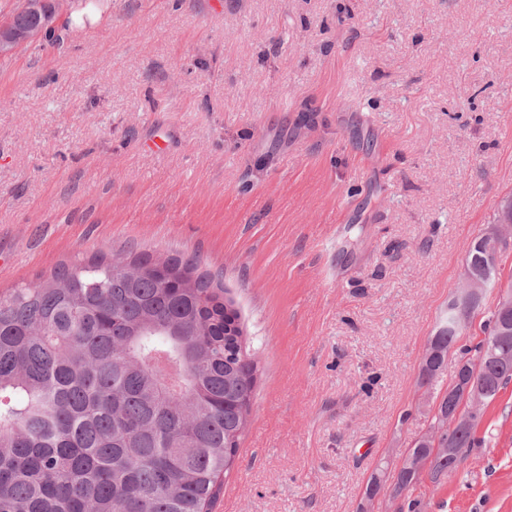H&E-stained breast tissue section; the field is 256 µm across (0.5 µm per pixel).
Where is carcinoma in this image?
<instances>
[{
	"instance_id": "1",
	"label": "carcinoma",
	"mask_w": 512,
	"mask_h": 512,
	"mask_svg": "<svg viewBox=\"0 0 512 512\" xmlns=\"http://www.w3.org/2000/svg\"><path fill=\"white\" fill-rule=\"evenodd\" d=\"M134 271L93 254L0 297V512H212L249 424L259 362L234 303L195 260L140 252ZM467 263L482 281L474 313L501 287L479 240ZM448 299L427 342L418 386L432 395L471 323ZM475 353L483 401L512 379V311L496 308ZM463 406L445 389L410 450L457 448L433 477L457 468L475 431L445 428ZM418 482L401 469L392 494Z\"/></svg>"
}]
</instances>
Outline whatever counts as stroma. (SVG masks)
Here are the masks:
<instances>
[{
	"instance_id": "stroma-1",
	"label": "stroma",
	"mask_w": 512,
	"mask_h": 512,
	"mask_svg": "<svg viewBox=\"0 0 512 512\" xmlns=\"http://www.w3.org/2000/svg\"><path fill=\"white\" fill-rule=\"evenodd\" d=\"M0 57V292L194 257L262 367L212 512H512V381L391 496L419 365L512 193V0H91Z\"/></svg>"
}]
</instances>
